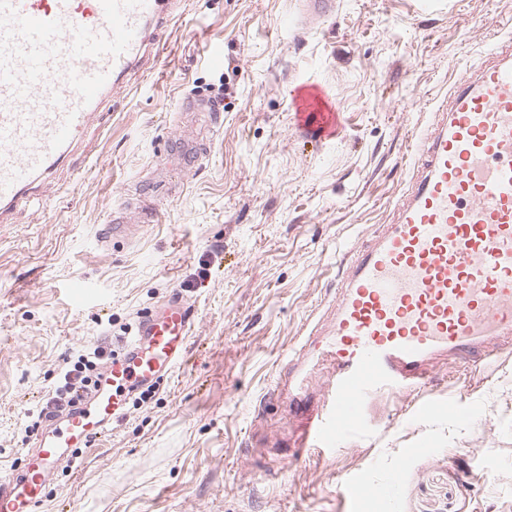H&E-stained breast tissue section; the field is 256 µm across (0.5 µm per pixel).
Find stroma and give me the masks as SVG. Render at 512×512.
<instances>
[{
    "instance_id": "1",
    "label": "stroma",
    "mask_w": 512,
    "mask_h": 512,
    "mask_svg": "<svg viewBox=\"0 0 512 512\" xmlns=\"http://www.w3.org/2000/svg\"><path fill=\"white\" fill-rule=\"evenodd\" d=\"M159 37L47 202L0 224V469L22 467L66 356L179 292L200 322L186 361L55 472L38 512H512V356L440 357L433 385L380 393L360 430L299 461L277 394L289 350L323 337L347 250L391 222L437 105L489 38H512V0H337L320 25L300 0H177ZM298 79L329 94L336 138L296 129ZM216 94L212 131L197 101ZM143 180L161 222L101 246Z\"/></svg>"
}]
</instances>
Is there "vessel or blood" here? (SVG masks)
I'll return each instance as SVG.
<instances>
[{
    "label": "vessel or blood",
    "instance_id": "vessel-or-blood-1",
    "mask_svg": "<svg viewBox=\"0 0 512 512\" xmlns=\"http://www.w3.org/2000/svg\"><path fill=\"white\" fill-rule=\"evenodd\" d=\"M335 9L336 0H302L315 23ZM172 11L173 0H0L1 224L40 200L100 102L118 97L155 48ZM290 99L302 132L335 137L339 114L319 86L294 82ZM436 115L392 223L345 255L320 347L326 381L318 399L296 374L307 351L291 352L288 398L310 407L295 459L327 452L360 428L368 398L430 384L437 356L485 363L512 341V39L495 42L488 62L460 77ZM160 214L148 195L123 201L101 240L129 237ZM196 323L194 305L177 294L138 315L95 391L52 419L22 471L0 473V512H36L71 449L109 434L134 391L175 371Z\"/></svg>",
    "mask_w": 512,
    "mask_h": 512
}]
</instances>
